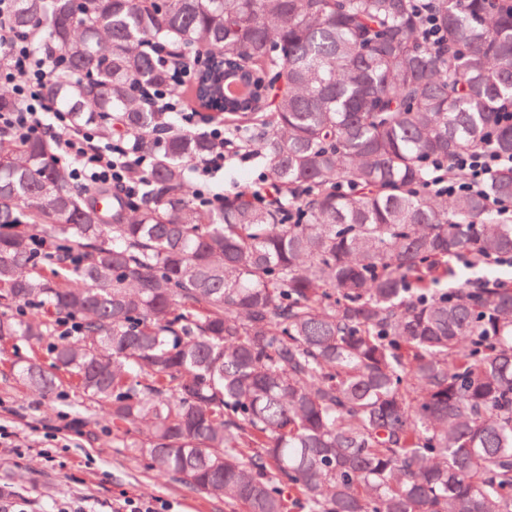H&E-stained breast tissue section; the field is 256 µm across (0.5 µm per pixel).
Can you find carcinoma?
<instances>
[{"label": "carcinoma", "mask_w": 512, "mask_h": 512, "mask_svg": "<svg viewBox=\"0 0 512 512\" xmlns=\"http://www.w3.org/2000/svg\"><path fill=\"white\" fill-rule=\"evenodd\" d=\"M16 0L63 53L46 95L150 156L141 191L89 199L52 141L0 142V338L52 367L157 473L244 512H512V285L442 288L453 259L512 257V166L444 201L429 161L512 159V6L435 0ZM179 86L277 187L219 209L186 168L216 143L135 91ZM47 393L55 375L19 367ZM433 0H416L418 14L422 21V33L427 43L439 46L442 42V30L437 24Z\"/></svg>", "instance_id": "1"}]
</instances>
